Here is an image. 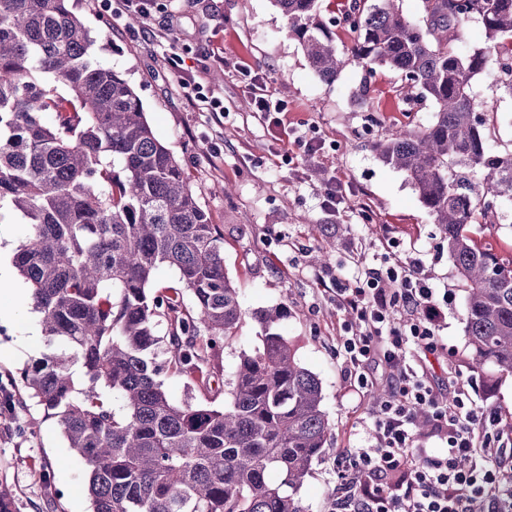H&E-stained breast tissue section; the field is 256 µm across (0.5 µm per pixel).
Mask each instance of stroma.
I'll list each match as a JSON object with an SVG mask.
<instances>
[{
  "label": "stroma",
  "mask_w": 512,
  "mask_h": 512,
  "mask_svg": "<svg viewBox=\"0 0 512 512\" xmlns=\"http://www.w3.org/2000/svg\"><path fill=\"white\" fill-rule=\"evenodd\" d=\"M94 38L90 49L100 63L135 88L157 137L181 160L199 203L224 233V267L240 290L245 309L284 303L288 315L279 332L296 346L301 363L322 385V405L335 434L314 461L301 496L309 512H329L350 476L339 464L345 448L372 446L368 425L378 410L379 389L358 396L341 366L350 323L334 301L336 278L355 280L383 263L420 258V273L446 301L438 334L443 355L462 377H475L472 398L478 411H497L512 420V374L492 366L473 368L464 333L465 292L448 245L405 174L380 162L372 144L410 124H428L434 106L417 101L405 113L407 94L387 70L368 73L348 66L336 84L322 82L296 41L286 35L287 20L271 0H150L148 15L131 21L108 0H70ZM176 46L181 73L165 56ZM223 48L221 80L204 73L208 52ZM247 63L249 75L238 71ZM200 78L208 96L190 98L182 79ZM288 105L292 131L316 138L310 153L294 147L291 164L275 151L277 130L268 127L251 104L250 84ZM369 86L371 104L356 94ZM476 101L487 110L493 150L512 148V96L499 90L493 71L478 76ZM224 105L216 117L208 101ZM340 182L344 209L323 205L328 183ZM341 230L322 235L320 225ZM327 263L309 261L317 251ZM0 293V385L16 407L0 417V483L13 491V512H92L85 466L69 448L57 418L28 398L20 369L46 352L38 317L26 300L28 289L11 269Z\"/></svg>",
  "instance_id": "stroma-1"
}]
</instances>
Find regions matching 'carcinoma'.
I'll use <instances>...</instances> for the list:
<instances>
[{"mask_svg": "<svg viewBox=\"0 0 512 512\" xmlns=\"http://www.w3.org/2000/svg\"><path fill=\"white\" fill-rule=\"evenodd\" d=\"M318 2L272 0L322 82L355 61L434 104L428 124L373 148L448 243L473 364L512 374V244L485 234L495 202L512 199V150L490 149L474 93L492 67L512 94V0H421L415 21L401 0H347L329 23ZM473 18L486 46L462 55ZM338 28L351 34L341 49ZM92 43L70 0H0V210L28 224L13 262L49 347L21 369L23 386L84 462L93 512H307L298 492L334 430L321 382L274 330L285 307L242 306L224 233ZM161 264L178 280L155 294ZM248 317L260 344L225 377L223 343ZM164 372L191 395L173 400Z\"/></svg>", "mask_w": 512, "mask_h": 512, "instance_id": "cac0c4a2", "label": "carcinoma"}]
</instances>
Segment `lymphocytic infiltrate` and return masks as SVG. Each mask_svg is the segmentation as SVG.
<instances>
[{
	"instance_id": "f902f5d3",
	"label": "lymphocytic infiltrate",
	"mask_w": 512,
	"mask_h": 512,
	"mask_svg": "<svg viewBox=\"0 0 512 512\" xmlns=\"http://www.w3.org/2000/svg\"><path fill=\"white\" fill-rule=\"evenodd\" d=\"M419 266L414 258L400 269H371L336 289L337 308L358 327L343 344L344 377L370 388L363 370L378 359L394 390L370 424L374 447L349 454L351 478L334 512H502L498 491L512 473L498 464L505 452L499 437L475 422L468 382L456 380L448 398L425 379L424 358L443 349L437 331L444 312ZM398 307L410 318H395ZM413 346L423 360L410 355ZM420 411L430 420L425 436L414 424ZM431 437L443 446L435 457Z\"/></svg>"
}]
</instances>
